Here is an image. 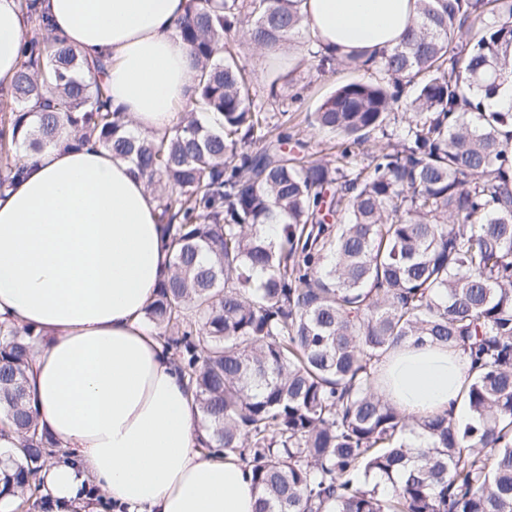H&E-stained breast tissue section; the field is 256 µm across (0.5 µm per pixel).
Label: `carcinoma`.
Listing matches in <instances>:
<instances>
[{
	"instance_id": "obj_1",
	"label": "carcinoma",
	"mask_w": 512,
	"mask_h": 512,
	"mask_svg": "<svg viewBox=\"0 0 512 512\" xmlns=\"http://www.w3.org/2000/svg\"><path fill=\"white\" fill-rule=\"evenodd\" d=\"M417 2L378 59L313 52L322 70L370 74L306 115L337 137L314 158L288 125L302 94L278 92V76L256 105L230 48L240 35L284 50L305 31L297 0H189L195 97L161 136L112 111L80 77L104 65L45 47L37 0H18L35 32L0 103V189L13 153L64 135L147 180L172 251L147 317L199 401L207 450L250 469L256 512H512V110L486 108L512 75V0ZM374 134L385 143L360 165ZM280 216L277 242L253 231ZM425 338L470 358L463 425L411 420L377 393L374 364ZM32 349V331L0 327V401L22 437L0 453L1 498L31 491L59 452L30 405Z\"/></svg>"
}]
</instances>
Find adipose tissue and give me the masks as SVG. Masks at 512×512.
I'll return each mask as SVG.
<instances>
[{"instance_id":"obj_1","label":"adipose tissue","mask_w":512,"mask_h":512,"mask_svg":"<svg viewBox=\"0 0 512 512\" xmlns=\"http://www.w3.org/2000/svg\"><path fill=\"white\" fill-rule=\"evenodd\" d=\"M416 0H300L323 51L368 57L398 45ZM188 0H40L44 29L91 61L113 110L164 134L192 96L178 24ZM26 20L0 0V86L20 66ZM157 201L129 161L57 144L23 158L0 191V325L39 335L27 373L38 427L65 453L39 476L64 510L96 487L129 512H255L237 459L207 456L199 404L145 313L168 271ZM380 395L409 418L457 415L469 360L409 342L375 366Z\"/></svg>"}]
</instances>
